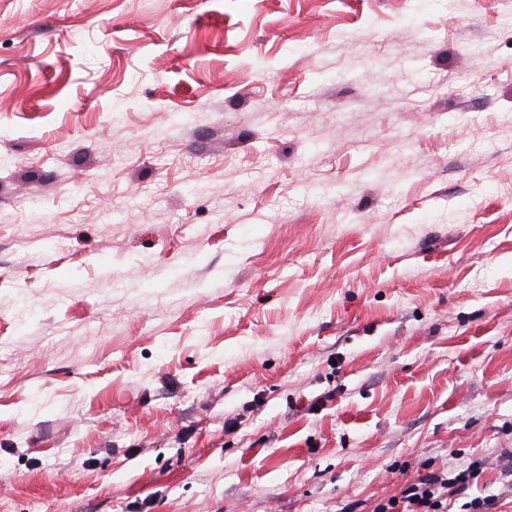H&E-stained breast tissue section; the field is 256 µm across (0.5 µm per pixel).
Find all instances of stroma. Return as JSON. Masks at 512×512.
Returning a JSON list of instances; mask_svg holds the SVG:
<instances>
[{
	"label": "stroma",
	"instance_id": "35a3bbf8",
	"mask_svg": "<svg viewBox=\"0 0 512 512\" xmlns=\"http://www.w3.org/2000/svg\"><path fill=\"white\" fill-rule=\"evenodd\" d=\"M512 512V0H0V512ZM476 470L475 462H472L463 470L450 469L446 477L435 473L424 474L416 482L407 485L401 497H392L386 503H380L373 512H450L448 489L451 487L457 493L464 492L468 479L477 477ZM453 473L454 477L448 478Z\"/></svg>",
	"mask_w": 512,
	"mask_h": 512
}]
</instances>
